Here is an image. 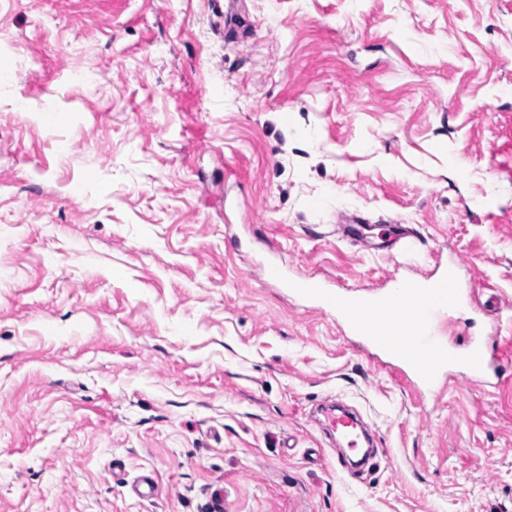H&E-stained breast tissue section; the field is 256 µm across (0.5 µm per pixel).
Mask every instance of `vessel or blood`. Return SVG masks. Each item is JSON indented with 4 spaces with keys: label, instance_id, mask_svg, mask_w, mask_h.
I'll return each instance as SVG.
<instances>
[{
    "label": "vessel or blood",
    "instance_id": "vessel-or-blood-1",
    "mask_svg": "<svg viewBox=\"0 0 512 512\" xmlns=\"http://www.w3.org/2000/svg\"><path fill=\"white\" fill-rule=\"evenodd\" d=\"M265 280L287 283L299 295L313 298L319 309L342 317L352 334L371 342L413 382L418 392L433 390L444 370L459 369L463 380H483L500 361L495 337L468 340L463 350L448 347L437 334L438 321L449 306L467 303L483 311L497 303V295L481 299L476 293H463L455 269L432 278L393 279L387 292H366L351 297L340 289L327 287L312 277L289 279L279 261L261 267ZM327 421L345 440L349 449H357L358 423L349 413L328 412Z\"/></svg>",
    "mask_w": 512,
    "mask_h": 512
}]
</instances>
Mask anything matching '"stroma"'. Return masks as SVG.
Wrapping results in <instances>:
<instances>
[{
  "label": "stroma",
  "instance_id": "stroma-1",
  "mask_svg": "<svg viewBox=\"0 0 512 512\" xmlns=\"http://www.w3.org/2000/svg\"><path fill=\"white\" fill-rule=\"evenodd\" d=\"M273 244L512 299V0H0V512H512V321L447 316L501 377L421 395ZM330 407L326 409L329 410L327 413L329 426L344 438L347 448L352 451L356 450L359 448V434L356 431L358 423L356 418L343 411L337 414L335 411L338 409L335 406Z\"/></svg>",
  "mask_w": 512,
  "mask_h": 512
}]
</instances>
